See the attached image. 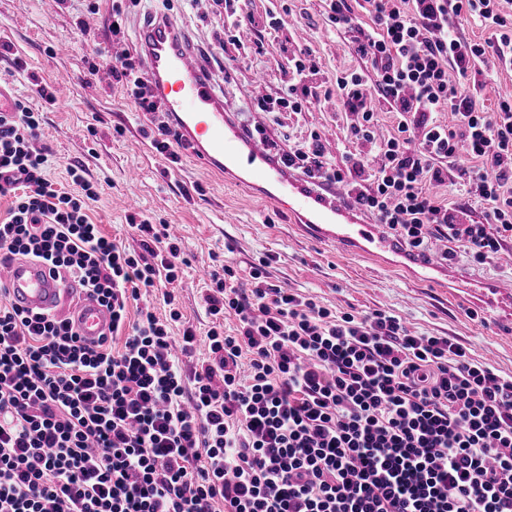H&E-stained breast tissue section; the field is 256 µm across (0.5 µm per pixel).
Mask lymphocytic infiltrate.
Here are the masks:
<instances>
[{
  "label": "lymphocytic infiltrate",
  "mask_w": 512,
  "mask_h": 512,
  "mask_svg": "<svg viewBox=\"0 0 512 512\" xmlns=\"http://www.w3.org/2000/svg\"><path fill=\"white\" fill-rule=\"evenodd\" d=\"M325 14L359 63L334 83L356 147L333 162L315 133L279 163L347 182L408 254L437 234L473 262L498 258L512 240V97L489 109L467 84L512 66V12L502 0H325ZM471 17L490 38L460 34ZM289 58L293 82L264 111L316 96L307 52ZM108 71L154 116L153 148L180 163L140 62L127 54ZM382 107L396 118L383 137ZM39 127L24 98L0 119V195L13 197L0 264L49 263L111 326L84 342L0 288V512H512V375L388 311H336L274 284L263 261L247 288L233 262L212 273L208 358L194 361L197 330L171 289L179 243L134 215L138 247L103 235L87 213L95 183L76 165L70 188L51 180ZM451 177L479 218L459 223L434 194Z\"/></svg>",
  "instance_id": "1"
}]
</instances>
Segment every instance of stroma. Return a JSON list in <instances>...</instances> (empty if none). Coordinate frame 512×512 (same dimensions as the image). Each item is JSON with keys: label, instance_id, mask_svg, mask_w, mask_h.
<instances>
[{"label": "stroma", "instance_id": "35a3bbf8", "mask_svg": "<svg viewBox=\"0 0 512 512\" xmlns=\"http://www.w3.org/2000/svg\"><path fill=\"white\" fill-rule=\"evenodd\" d=\"M97 4L92 12L85 0H71L66 7L57 0H0V42L10 47L0 56V80L42 110L37 144L52 157L51 177L68 185L66 168L75 164L98 182L99 196L89 215L105 235L131 243L126 217L133 212L170 224L189 261L176 292L186 320L198 331L209 325L200 295L213 260H231L245 271L268 255V274L275 283L344 311L389 309L411 330L454 337L477 359L512 374V303L472 294L469 288L473 280L512 277V243L483 265L460 254L449 266L426 273L403 252L376 263L314 240L276 207L250 199L232 179L190 158L169 164L152 148L146 136L150 122L133 100L106 74H89L84 62L94 51L105 64L136 52L138 28L161 12L162 2L141 0L132 8L122 42L110 37L113 0ZM249 8L258 15L274 11L279 20L275 28L237 31L241 42L260 44V55L235 58L233 45L225 44L216 25L213 0H195L181 12L188 46L210 68L225 103L237 110L238 124L261 125L267 142L284 149L301 147L310 132H318L325 154L340 160L354 143L331 86L337 74L356 69L358 61L328 27L323 0H250ZM285 42L309 52L320 69L321 86L308 110L275 118L259 113L257 104L285 92L292 82V66L280 52ZM227 55L234 62L226 75L218 63ZM61 80L71 87L66 99L50 103L31 93L34 83L53 86ZM196 183L203 193L183 197V188Z\"/></svg>", "mask_w": 512, "mask_h": 512}]
</instances>
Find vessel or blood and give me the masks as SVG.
<instances>
[{"mask_svg": "<svg viewBox=\"0 0 512 512\" xmlns=\"http://www.w3.org/2000/svg\"><path fill=\"white\" fill-rule=\"evenodd\" d=\"M138 41L154 92L186 152L216 172L238 170V182L246 191L262 193L282 211L301 218L322 240L373 261L394 249V239L382 235L374 219L358 218L350 209L347 184L326 192L315 181L282 172L265 139L248 136L229 118L211 73L194 60L174 18L154 15L139 29ZM0 286L25 311L63 315L83 340H98L108 331L110 315L95 299L63 309V290L47 263L18 259L0 265Z\"/></svg>", "mask_w": 512, "mask_h": 512, "instance_id": "obj_1", "label": "vessel or blood"}]
</instances>
